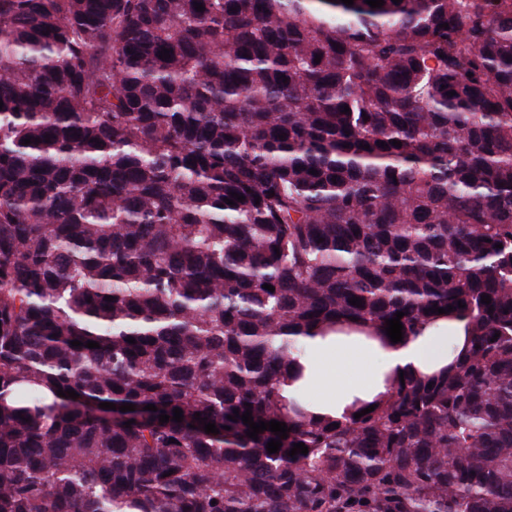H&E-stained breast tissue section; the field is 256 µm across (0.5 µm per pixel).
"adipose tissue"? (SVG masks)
Returning a JSON list of instances; mask_svg holds the SVG:
<instances>
[{
    "label": "adipose tissue",
    "mask_w": 512,
    "mask_h": 512,
    "mask_svg": "<svg viewBox=\"0 0 512 512\" xmlns=\"http://www.w3.org/2000/svg\"><path fill=\"white\" fill-rule=\"evenodd\" d=\"M467 341L465 324L440 320L401 344H384L362 334L310 336L298 357L302 379L286 384L293 396L308 391L310 412L342 418L355 401L386 392V382L400 372L432 373L451 363Z\"/></svg>",
    "instance_id": "obj_1"
}]
</instances>
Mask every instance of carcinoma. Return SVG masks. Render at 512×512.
<instances>
[{"instance_id":"carcinoma-1","label":"carcinoma","mask_w":512,"mask_h":512,"mask_svg":"<svg viewBox=\"0 0 512 512\" xmlns=\"http://www.w3.org/2000/svg\"><path fill=\"white\" fill-rule=\"evenodd\" d=\"M0 100V512H512V0H0ZM449 305L339 427L282 395ZM467 341L465 322L439 320L401 344H382L364 334L310 336L298 356L303 378L286 383L288 396L307 389L314 414L341 419L356 400L370 401L387 391L386 379L400 371L430 374L451 363Z\"/></svg>"}]
</instances>
